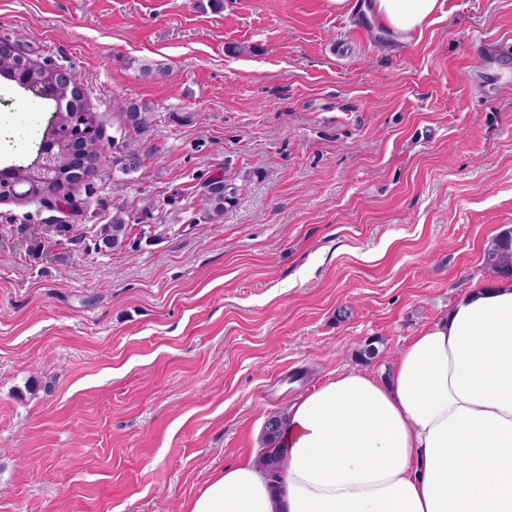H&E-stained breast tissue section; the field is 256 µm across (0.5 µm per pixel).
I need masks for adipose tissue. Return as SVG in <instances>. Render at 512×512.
<instances>
[{
  "mask_svg": "<svg viewBox=\"0 0 512 512\" xmlns=\"http://www.w3.org/2000/svg\"><path fill=\"white\" fill-rule=\"evenodd\" d=\"M444 0H372L410 41ZM278 480L212 475L187 512H512V280L473 283L387 379L344 369L288 409Z\"/></svg>",
  "mask_w": 512,
  "mask_h": 512,
  "instance_id": "obj_1",
  "label": "adipose tissue"
}]
</instances>
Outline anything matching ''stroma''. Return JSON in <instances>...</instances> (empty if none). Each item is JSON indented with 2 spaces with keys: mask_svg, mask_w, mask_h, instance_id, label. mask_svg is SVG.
<instances>
[{
  "mask_svg": "<svg viewBox=\"0 0 512 512\" xmlns=\"http://www.w3.org/2000/svg\"><path fill=\"white\" fill-rule=\"evenodd\" d=\"M360 22L330 0H0V39L77 73L103 148L70 203L0 202V512H183L259 454L269 413L341 368L386 373L486 280L512 225V64L480 58L512 0H446L400 45ZM53 110L0 79V169ZM224 173L237 200L203 220ZM145 197L168 232L95 251L113 202Z\"/></svg>",
  "mask_w": 512,
  "mask_h": 512,
  "instance_id": "obj_1",
  "label": "stroma"
}]
</instances>
